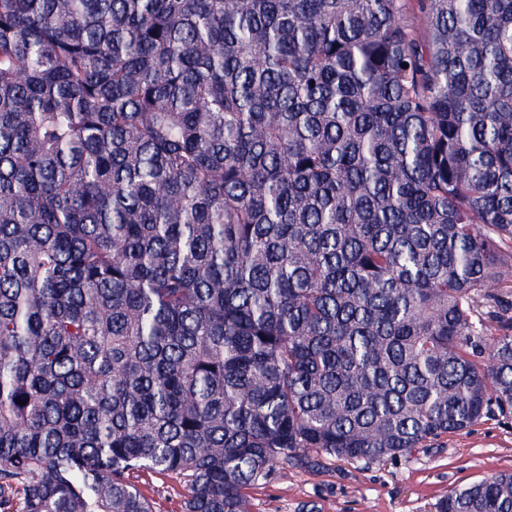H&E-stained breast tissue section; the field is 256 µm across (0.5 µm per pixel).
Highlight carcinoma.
Masks as SVG:
<instances>
[{
  "mask_svg": "<svg viewBox=\"0 0 512 512\" xmlns=\"http://www.w3.org/2000/svg\"><path fill=\"white\" fill-rule=\"evenodd\" d=\"M486 419L512 0H0V512H246ZM140 489L154 502L155 512H182L187 493L185 483L171 474H142L138 478Z\"/></svg>",
  "mask_w": 512,
  "mask_h": 512,
  "instance_id": "carcinoma-1",
  "label": "carcinoma"
}]
</instances>
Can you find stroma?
Segmentation results:
<instances>
[{"label": "stroma", "instance_id": "obj_1", "mask_svg": "<svg viewBox=\"0 0 512 512\" xmlns=\"http://www.w3.org/2000/svg\"><path fill=\"white\" fill-rule=\"evenodd\" d=\"M506 470H512V423L485 420L408 460L277 469L249 489L248 499L250 512H303L307 506L317 512H434L453 487ZM138 484L155 512H182L186 487L179 477L146 473Z\"/></svg>", "mask_w": 512, "mask_h": 512}]
</instances>
